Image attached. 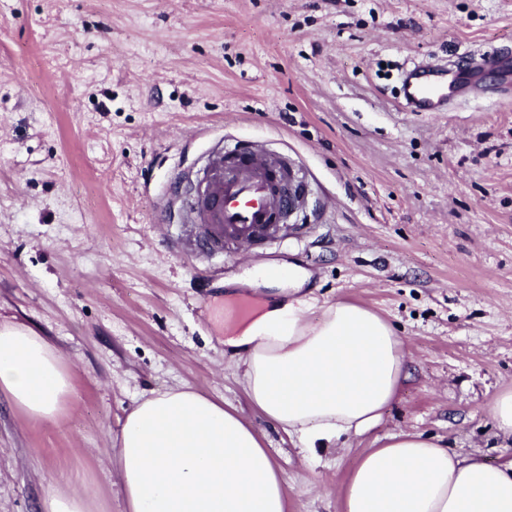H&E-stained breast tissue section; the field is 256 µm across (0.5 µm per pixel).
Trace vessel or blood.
<instances>
[{
	"instance_id": "vessel-or-blood-1",
	"label": "vessel or blood",
	"mask_w": 512,
	"mask_h": 512,
	"mask_svg": "<svg viewBox=\"0 0 512 512\" xmlns=\"http://www.w3.org/2000/svg\"><path fill=\"white\" fill-rule=\"evenodd\" d=\"M466 75L455 65L417 67L402 78V96L412 112H444L467 89ZM284 164L261 148L239 149L233 161L212 151L208 175L187 210L189 223L200 225V243L208 249L240 251L273 240L288 199L283 193Z\"/></svg>"
}]
</instances>
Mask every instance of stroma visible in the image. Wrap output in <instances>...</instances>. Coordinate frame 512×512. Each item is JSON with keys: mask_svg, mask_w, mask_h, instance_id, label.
Returning a JSON list of instances; mask_svg holds the SVG:
<instances>
[{"mask_svg": "<svg viewBox=\"0 0 512 512\" xmlns=\"http://www.w3.org/2000/svg\"><path fill=\"white\" fill-rule=\"evenodd\" d=\"M512 56V0H0V324L65 356L53 421L0 396V512L55 488L126 512L104 453L163 387L235 408L263 437L288 512H341L359 453L420 432L487 462L512 389V95L408 112L414 64ZM286 158L307 204L274 243L187 250L181 183L209 151ZM298 265L318 304L372 309L409 368L381 423L310 456L249 404L224 349V282ZM490 412L497 430L504 436L512 437V389L496 396Z\"/></svg>", "mask_w": 512, "mask_h": 512, "instance_id": "35a3bbf8", "label": "stroma"}]
</instances>
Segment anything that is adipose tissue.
<instances>
[{
    "mask_svg": "<svg viewBox=\"0 0 512 512\" xmlns=\"http://www.w3.org/2000/svg\"><path fill=\"white\" fill-rule=\"evenodd\" d=\"M316 319H308L311 309ZM225 338L251 406L303 452L377 426L407 377L402 341L373 310L310 297L273 301ZM0 392L34 421L55 420L73 392L55 345L0 324ZM107 457L128 512H288L280 470L233 408L189 387L152 391L126 415ZM342 512H512V461L487 463L414 432L365 449L350 471Z\"/></svg>",
    "mask_w": 512,
    "mask_h": 512,
    "instance_id": "adipose-tissue-1",
    "label": "adipose tissue"
}]
</instances>
